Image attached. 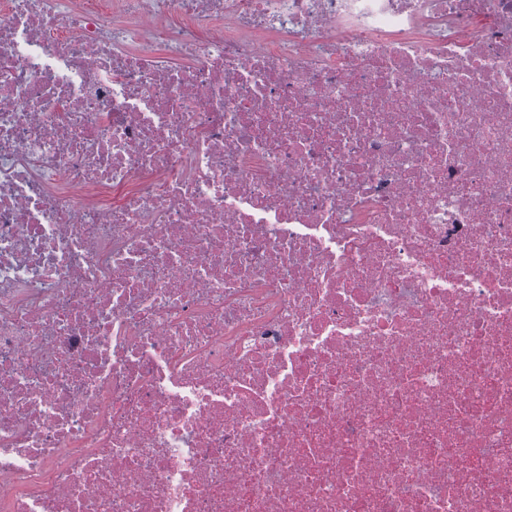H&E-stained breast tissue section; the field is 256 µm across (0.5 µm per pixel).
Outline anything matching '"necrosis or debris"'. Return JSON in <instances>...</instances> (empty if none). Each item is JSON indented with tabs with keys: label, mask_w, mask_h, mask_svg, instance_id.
Masks as SVG:
<instances>
[{
	"label": "necrosis or debris",
	"mask_w": 512,
	"mask_h": 512,
	"mask_svg": "<svg viewBox=\"0 0 512 512\" xmlns=\"http://www.w3.org/2000/svg\"><path fill=\"white\" fill-rule=\"evenodd\" d=\"M0 512H512V0H0Z\"/></svg>",
	"instance_id": "4bbe7bcc"
}]
</instances>
